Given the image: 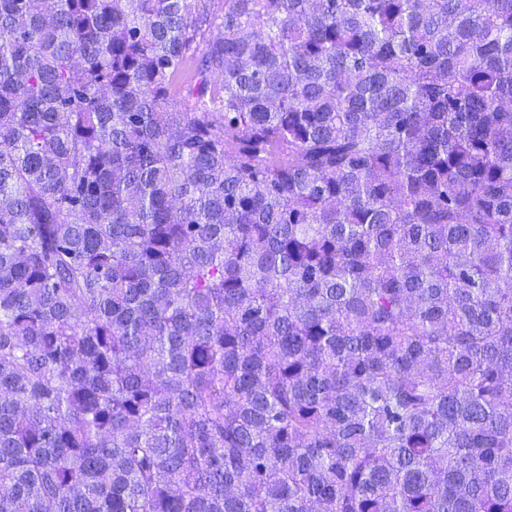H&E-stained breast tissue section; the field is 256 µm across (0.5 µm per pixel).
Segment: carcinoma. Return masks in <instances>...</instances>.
<instances>
[{
    "mask_svg": "<svg viewBox=\"0 0 512 512\" xmlns=\"http://www.w3.org/2000/svg\"><path fill=\"white\" fill-rule=\"evenodd\" d=\"M0 512H512V0H0Z\"/></svg>",
    "mask_w": 512,
    "mask_h": 512,
    "instance_id": "cac0c4a2",
    "label": "carcinoma"
}]
</instances>
